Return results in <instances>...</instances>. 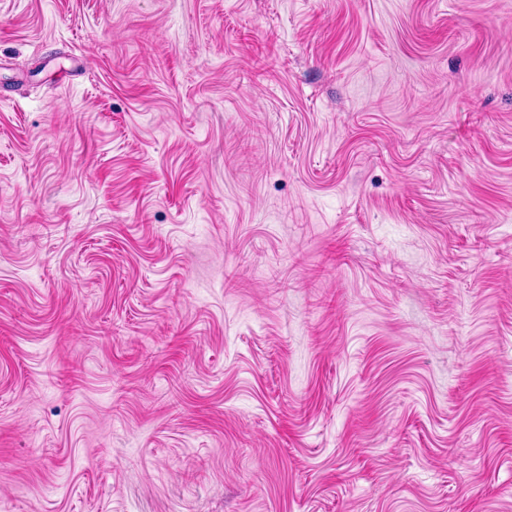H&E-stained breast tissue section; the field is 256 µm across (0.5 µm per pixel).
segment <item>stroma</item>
<instances>
[{"mask_svg":"<svg viewBox=\"0 0 512 512\" xmlns=\"http://www.w3.org/2000/svg\"><path fill=\"white\" fill-rule=\"evenodd\" d=\"M0 512H512V0H0Z\"/></svg>","mask_w":512,"mask_h":512,"instance_id":"1","label":"stroma"}]
</instances>
